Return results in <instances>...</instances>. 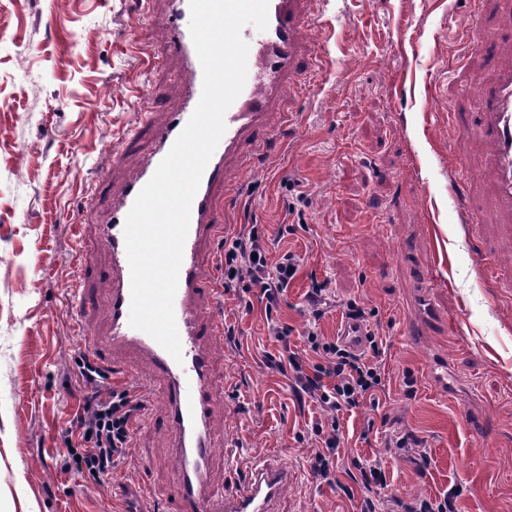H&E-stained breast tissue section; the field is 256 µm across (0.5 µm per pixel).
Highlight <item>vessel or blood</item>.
Wrapping results in <instances>:
<instances>
[{"label": "vessel or blood", "instance_id": "vessel-or-blood-1", "mask_svg": "<svg viewBox=\"0 0 512 512\" xmlns=\"http://www.w3.org/2000/svg\"><path fill=\"white\" fill-rule=\"evenodd\" d=\"M481 22L468 32L470 43L488 39L490 21L512 20V0H476ZM316 14L312 0H269L268 26H245L242 37L249 46L245 85L225 113L223 134L203 174L193 200L174 312L182 347L174 360L146 333L129 324L130 267L124 224L139 191L153 176L183 130L202 93L203 73L191 39L189 0H164L150 13L158 33L153 58L156 63L176 61V107L149 129L150 142L139 153L137 171L122 182L112 198L106 223L98 225L99 247L112 258L109 292L92 298L84 289L74 291L73 312L80 324L81 347L102 368L124 358L123 374L129 382H144L162 389V423L174 438V459L179 476L172 498L145 490L139 512H155L165 503L167 512H274L288 485V471L278 462L251 463L247 473L227 494L215 493L209 480L215 449L210 417L223 396L211 379V349L224 332L218 310L214 276L202 263L206 245L223 229L224 204L233 187V171L242 169L272 138L273 108L287 91L301 84L316 56L306 32ZM499 60L487 64L482 55L463 57L464 84L480 89L482 106L476 115L455 113V124L465 143L476 148L474 163L459 176L462 189L458 207L462 223L470 227L495 224L512 238V36L496 45ZM106 309L111 334L98 336L90 325L97 310Z\"/></svg>", "mask_w": 512, "mask_h": 512}]
</instances>
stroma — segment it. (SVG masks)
I'll list each match as a JSON object with an SVG mask.
<instances>
[{"label": "stroma", "instance_id": "1", "mask_svg": "<svg viewBox=\"0 0 512 512\" xmlns=\"http://www.w3.org/2000/svg\"><path fill=\"white\" fill-rule=\"evenodd\" d=\"M470 8L324 0L308 32L321 63L284 99L285 126L237 181L224 236L204 254L223 277L225 240L257 224L272 255L304 259L279 304L287 341L270 329L258 289L218 297L235 338L213 352L224 393L213 416L216 492L230 487L232 448L239 468L265 458L292 471L278 512H360L367 497L407 504L451 489L457 512H512V290L499 285L496 239L457 220L466 148L443 124L463 95L455 23ZM156 38L135 0H0V502L21 484L30 512H133L125 489L170 494L178 484L161 425H137L109 476L122 490L113 499L72 470L65 437L82 398L72 290L107 293L110 256L94 248L93 221L135 166L113 168L112 156L147 148L125 141L143 101L159 113L174 105L169 67L149 65ZM292 206L303 223L292 224ZM315 280L331 296L319 319L306 296ZM351 303L368 314L385 387L378 403L340 415L326 479L311 467L324 412L271 363L284 348L307 349L309 326L335 340ZM377 457L386 486L353 483L355 463Z\"/></svg>", "mask_w": 512, "mask_h": 512}]
</instances>
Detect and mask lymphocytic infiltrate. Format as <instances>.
<instances>
[{
  "instance_id": "f902f5d3",
  "label": "lymphocytic infiltrate",
  "mask_w": 512,
  "mask_h": 512,
  "mask_svg": "<svg viewBox=\"0 0 512 512\" xmlns=\"http://www.w3.org/2000/svg\"><path fill=\"white\" fill-rule=\"evenodd\" d=\"M301 264V256L291 251L271 258L266 236L254 224L224 246L223 287L228 293L240 288H258L273 331L284 341L289 330L279 325L276 313L282 293ZM306 336L316 361L305 360L292 351L275 361L273 367L290 377L293 392L307 394L326 413L324 420L313 428L323 442L312 461L313 470L326 478L333 466L331 457L340 444L338 412L375 400L383 387L382 369L378 361L367 360L365 353L358 349L324 341L312 330ZM76 364L84 390L77 435L80 459L76 466L91 475L104 477L128 454L133 425L141 415L143 404L131 390H114L108 373L94 367L84 356H77Z\"/></svg>"
}]
</instances>
